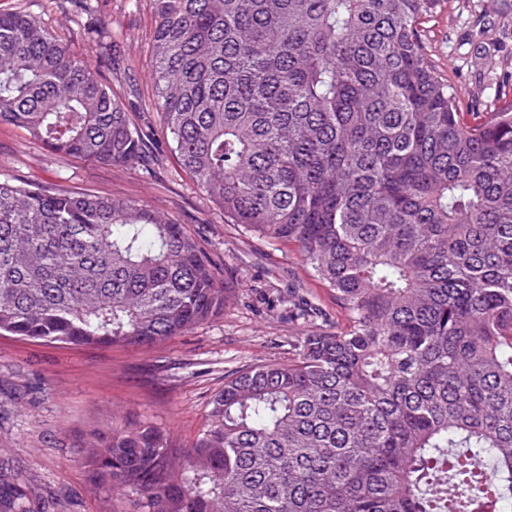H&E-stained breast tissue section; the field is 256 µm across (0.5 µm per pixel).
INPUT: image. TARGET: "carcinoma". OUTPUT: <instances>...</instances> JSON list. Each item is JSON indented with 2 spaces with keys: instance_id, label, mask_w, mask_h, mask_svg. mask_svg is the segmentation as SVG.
Masks as SVG:
<instances>
[{
  "instance_id": "obj_1",
  "label": "carcinoma",
  "mask_w": 512,
  "mask_h": 512,
  "mask_svg": "<svg viewBox=\"0 0 512 512\" xmlns=\"http://www.w3.org/2000/svg\"><path fill=\"white\" fill-rule=\"evenodd\" d=\"M438 0H152L165 144L251 238L288 242V362L224 376L193 446L83 443L132 512H503L512 502V105L460 112L429 59ZM0 123L129 165L152 140L24 11L0 13ZM187 228L136 201L0 179V332L153 347L224 312Z\"/></svg>"
}]
</instances>
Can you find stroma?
Returning <instances> with one entry per match:
<instances>
[{
  "label": "stroma",
  "instance_id": "stroma-1",
  "mask_svg": "<svg viewBox=\"0 0 512 512\" xmlns=\"http://www.w3.org/2000/svg\"><path fill=\"white\" fill-rule=\"evenodd\" d=\"M41 20L155 131L146 164L109 166L62 158L22 129L0 124V178L71 192L139 201L196 235L227 287L222 314L153 348L70 346L0 334V512L19 500L25 512H117L120 499L97 484L76 446L82 434L125 421L165 428L179 448L192 445L225 374L287 361L304 332L288 288L331 317V292L303 269L292 247L248 239L182 170L158 131L149 82L150 0H0V12ZM101 32L92 42L87 30ZM428 56L464 106L512 100V0H440L424 17Z\"/></svg>",
  "mask_w": 512,
  "mask_h": 512
}]
</instances>
